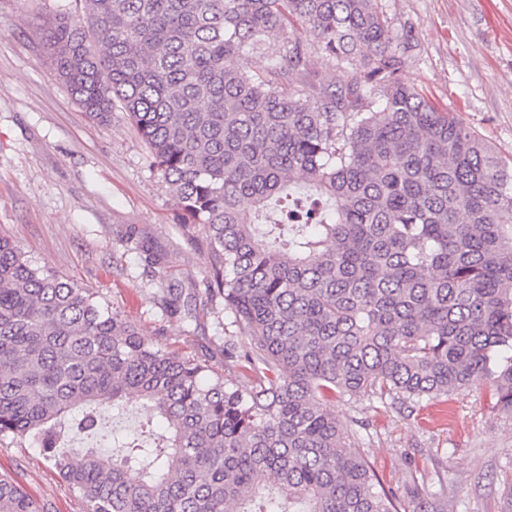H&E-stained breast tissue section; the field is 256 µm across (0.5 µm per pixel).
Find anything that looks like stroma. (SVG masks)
Returning <instances> with one entry per match:
<instances>
[{
    "label": "stroma",
    "mask_w": 512,
    "mask_h": 512,
    "mask_svg": "<svg viewBox=\"0 0 512 512\" xmlns=\"http://www.w3.org/2000/svg\"><path fill=\"white\" fill-rule=\"evenodd\" d=\"M394 33L413 28L416 48L401 76L490 142L512 164V0H383ZM77 16L75 0H0V236L36 265L96 292L102 303L170 350L214 351L225 379L247 385L250 372L225 362L230 319L214 308L204 335L187 333L155 304L134 252L113 227L137 224L176 248L169 277L190 285L206 274L201 249L188 245L178 207L120 110L91 120L44 52V25ZM344 425L362 422L359 449L380 483L401 491L418 479L448 512H512V416L483 382L414 408L339 395L329 402ZM138 404L101 413L84 445L111 452V432L147 430ZM0 474L12 477L48 512H83L54 462L27 439L0 441Z\"/></svg>",
    "instance_id": "35a3bbf8"
}]
</instances>
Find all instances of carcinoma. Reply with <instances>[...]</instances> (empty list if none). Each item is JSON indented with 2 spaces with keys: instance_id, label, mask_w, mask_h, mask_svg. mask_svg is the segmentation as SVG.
Listing matches in <instances>:
<instances>
[{
  "instance_id": "1",
  "label": "carcinoma",
  "mask_w": 512,
  "mask_h": 512,
  "mask_svg": "<svg viewBox=\"0 0 512 512\" xmlns=\"http://www.w3.org/2000/svg\"><path fill=\"white\" fill-rule=\"evenodd\" d=\"M79 2L46 25L58 76L89 118L125 112L182 226L204 229L206 277H158L171 249L145 227L116 240L188 331L224 306V360L253 376L169 351L1 236L0 439L34 440L84 512H400L327 399L417 404L481 379L512 415V165L402 82L415 43L382 0ZM315 48L339 81L310 78ZM246 53L267 64L235 68ZM131 398L162 443L57 453ZM0 512L47 509L1 475Z\"/></svg>"
}]
</instances>
